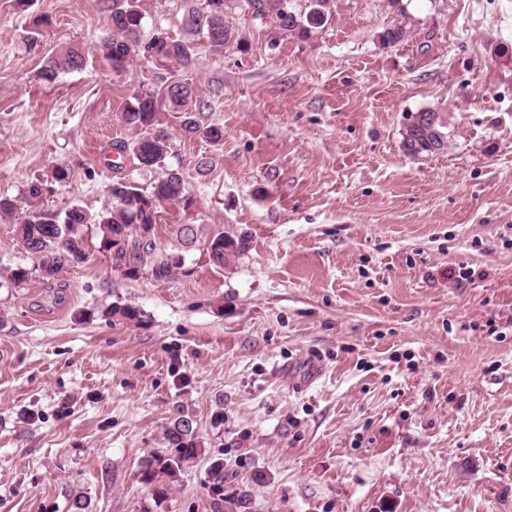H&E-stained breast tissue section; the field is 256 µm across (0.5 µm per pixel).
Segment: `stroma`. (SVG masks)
<instances>
[{"label":"stroma","mask_w":512,"mask_h":512,"mask_svg":"<svg viewBox=\"0 0 512 512\" xmlns=\"http://www.w3.org/2000/svg\"><path fill=\"white\" fill-rule=\"evenodd\" d=\"M327 10L283 38L233 4L239 43L196 39L198 70L117 74L93 52L99 0H0V195L58 165L46 210L147 185L133 156L108 159L133 135L127 99L163 76L188 78L199 123L224 131L213 144L161 114L164 166L196 201L159 214L154 257L182 259L164 275L97 252L45 278L0 218V512H69L79 492L92 512H144L139 464L178 408L204 453L158 512H212L216 458L252 512H512V0ZM399 19L405 40L382 44ZM73 43L84 69L37 80ZM424 109L447 115L448 143L412 157L402 131ZM218 231L246 242L224 268L206 254ZM115 303L143 321L106 317Z\"/></svg>","instance_id":"1"}]
</instances>
